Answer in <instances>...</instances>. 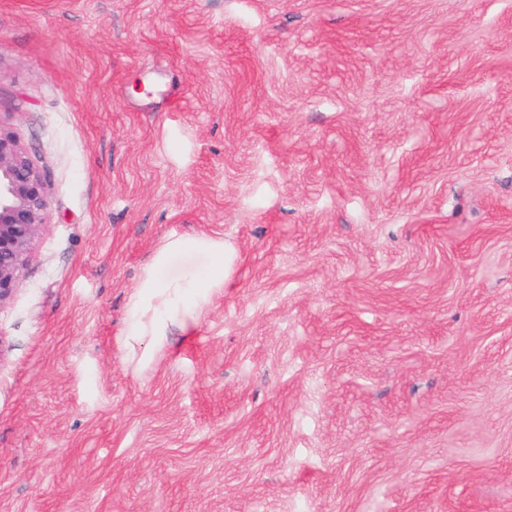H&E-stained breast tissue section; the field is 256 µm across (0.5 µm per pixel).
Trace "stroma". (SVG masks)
I'll list each match as a JSON object with an SVG mask.
<instances>
[{"label":"stroma","instance_id":"obj_1","mask_svg":"<svg viewBox=\"0 0 512 512\" xmlns=\"http://www.w3.org/2000/svg\"><path fill=\"white\" fill-rule=\"evenodd\" d=\"M0 126V512H512V0H0ZM187 234L236 271L132 372ZM47 208L46 175L16 135L0 126V307L21 286ZM180 255L198 262L163 276ZM236 262L235 249L222 238L178 235L161 243L141 269L116 338L126 365L141 371L157 355L172 353L173 333L190 336L209 300L231 280Z\"/></svg>","mask_w":512,"mask_h":512}]
</instances>
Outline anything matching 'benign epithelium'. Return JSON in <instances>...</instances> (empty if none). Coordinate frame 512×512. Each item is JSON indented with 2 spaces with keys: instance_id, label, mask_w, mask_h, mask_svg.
<instances>
[{
  "instance_id": "benign-epithelium-1",
  "label": "benign epithelium",
  "mask_w": 512,
  "mask_h": 512,
  "mask_svg": "<svg viewBox=\"0 0 512 512\" xmlns=\"http://www.w3.org/2000/svg\"><path fill=\"white\" fill-rule=\"evenodd\" d=\"M47 208L46 175L16 135L0 127V307L21 286Z\"/></svg>"
}]
</instances>
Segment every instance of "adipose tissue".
Returning <instances> with one entry per match:
<instances>
[{"label":"adipose tissue","mask_w":512,"mask_h":512,"mask_svg":"<svg viewBox=\"0 0 512 512\" xmlns=\"http://www.w3.org/2000/svg\"><path fill=\"white\" fill-rule=\"evenodd\" d=\"M191 255L196 265L170 272L174 257ZM237 262L224 239L178 235L161 243L142 267L116 342L133 370L174 350V333L190 336L209 300L231 280Z\"/></svg>","instance_id":"obj_1"}]
</instances>
